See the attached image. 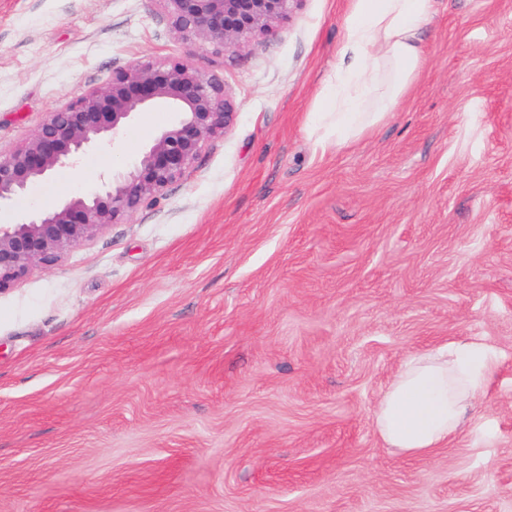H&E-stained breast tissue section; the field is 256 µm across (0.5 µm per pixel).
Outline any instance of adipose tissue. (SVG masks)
Instances as JSON below:
<instances>
[{"label":"adipose tissue","mask_w":512,"mask_h":512,"mask_svg":"<svg viewBox=\"0 0 512 512\" xmlns=\"http://www.w3.org/2000/svg\"><path fill=\"white\" fill-rule=\"evenodd\" d=\"M434 11L435 0H349L341 64L307 125L317 148L348 145L395 111L424 65L421 33ZM491 369L473 340L409 356L378 403V434L406 454L446 447Z\"/></svg>","instance_id":"1"}]
</instances>
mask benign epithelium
Segmentation results:
<instances>
[{
  "label": "benign epithelium",
  "instance_id": "benign-epithelium-1",
  "mask_svg": "<svg viewBox=\"0 0 512 512\" xmlns=\"http://www.w3.org/2000/svg\"><path fill=\"white\" fill-rule=\"evenodd\" d=\"M184 40H208L230 49L286 19L300 0H159ZM172 114L168 125L125 169L101 178L88 193L0 224V293L35 267H50L68 251L131 213L154 205L181 179L211 138L235 117L224 82L186 60L163 66L136 61L49 113L32 137L0 154V214L14 209L28 186L73 167L109 139L117 141L145 111Z\"/></svg>",
  "mask_w": 512,
  "mask_h": 512
}]
</instances>
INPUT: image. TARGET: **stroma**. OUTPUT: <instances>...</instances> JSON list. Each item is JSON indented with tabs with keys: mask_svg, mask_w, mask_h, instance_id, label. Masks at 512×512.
<instances>
[{
	"mask_svg": "<svg viewBox=\"0 0 512 512\" xmlns=\"http://www.w3.org/2000/svg\"><path fill=\"white\" fill-rule=\"evenodd\" d=\"M346 10L299 0L227 49L159 0H0L1 153L137 59L236 105L156 205L0 294V512H512V0H437L406 102L323 153L305 126ZM454 340L487 345L485 390L449 447L400 454L377 404Z\"/></svg>",
	"mask_w": 512,
	"mask_h": 512,
	"instance_id": "35a3bbf8",
	"label": "stroma"
}]
</instances>
